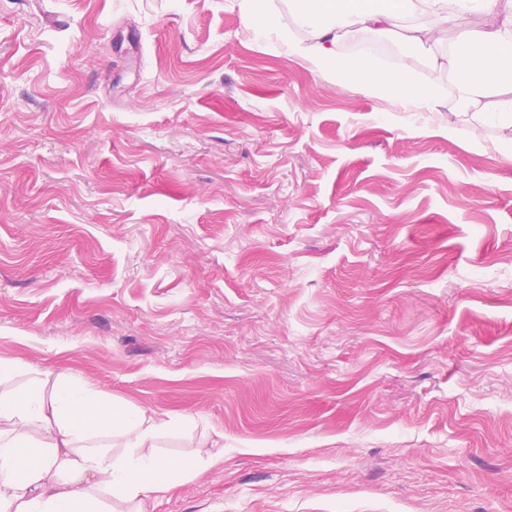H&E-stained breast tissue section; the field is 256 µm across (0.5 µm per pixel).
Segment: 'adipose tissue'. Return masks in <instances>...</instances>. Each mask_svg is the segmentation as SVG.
Listing matches in <instances>:
<instances>
[{"instance_id":"ef3b65f1","label":"adipose tissue","mask_w":512,"mask_h":512,"mask_svg":"<svg viewBox=\"0 0 512 512\" xmlns=\"http://www.w3.org/2000/svg\"><path fill=\"white\" fill-rule=\"evenodd\" d=\"M257 37L277 36L290 54L341 84L402 110H448L512 129V0H238ZM469 18L455 41L450 21ZM358 30L398 32L432 65H445L456 94L379 67L340 45ZM177 423L166 412L108 402L58 374L23 392H0V512H145L148 500L224 458V435L202 431L191 454L170 459L157 441Z\"/></svg>"}]
</instances>
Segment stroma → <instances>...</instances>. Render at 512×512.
I'll list each match as a JSON object with an SVG mask.
<instances>
[{"mask_svg":"<svg viewBox=\"0 0 512 512\" xmlns=\"http://www.w3.org/2000/svg\"><path fill=\"white\" fill-rule=\"evenodd\" d=\"M0 357L223 432L147 512H512V156L237 0H0Z\"/></svg>","mask_w":512,"mask_h":512,"instance_id":"stroma-1","label":"stroma"}]
</instances>
